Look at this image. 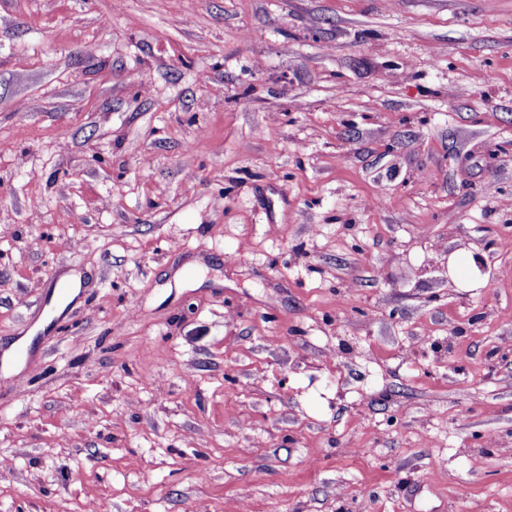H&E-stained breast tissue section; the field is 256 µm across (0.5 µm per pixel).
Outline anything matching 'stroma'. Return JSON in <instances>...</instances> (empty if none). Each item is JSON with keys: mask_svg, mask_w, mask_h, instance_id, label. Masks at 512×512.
I'll use <instances>...</instances> for the list:
<instances>
[{"mask_svg": "<svg viewBox=\"0 0 512 512\" xmlns=\"http://www.w3.org/2000/svg\"><path fill=\"white\" fill-rule=\"evenodd\" d=\"M507 241L512 0H0V512H512Z\"/></svg>", "mask_w": 512, "mask_h": 512, "instance_id": "1", "label": "stroma"}]
</instances>
